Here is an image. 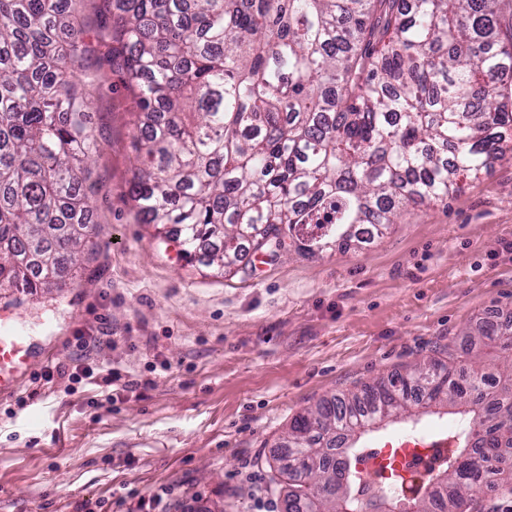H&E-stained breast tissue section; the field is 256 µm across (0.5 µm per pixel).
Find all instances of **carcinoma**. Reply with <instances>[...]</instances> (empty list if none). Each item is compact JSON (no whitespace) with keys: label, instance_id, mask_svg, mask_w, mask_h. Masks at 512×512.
Listing matches in <instances>:
<instances>
[{"label":"carcinoma","instance_id":"1","mask_svg":"<svg viewBox=\"0 0 512 512\" xmlns=\"http://www.w3.org/2000/svg\"><path fill=\"white\" fill-rule=\"evenodd\" d=\"M68 2L0 0L1 288H49L93 244L90 112L112 73L135 93L138 214L222 274L248 252L379 236L512 140L509 0H94L83 26ZM465 336L292 419L268 475L291 512H512V322ZM481 349L498 375L462 368ZM431 403L469 422L397 495L360 468L365 441L385 418L418 426Z\"/></svg>","mask_w":512,"mask_h":512}]
</instances>
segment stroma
Returning a JSON list of instances; mask_svg holds the SVG:
<instances>
[{
  "label": "stroma",
  "instance_id": "35a3bbf8",
  "mask_svg": "<svg viewBox=\"0 0 512 512\" xmlns=\"http://www.w3.org/2000/svg\"><path fill=\"white\" fill-rule=\"evenodd\" d=\"M110 83L94 116L97 251L62 287L0 288L33 352L0 394V512H143L158 494L164 512L191 497L198 512H279L265 460L296 415L512 318V151L369 243L225 276L141 223L133 94ZM102 360L141 388L41 379Z\"/></svg>",
  "mask_w": 512,
  "mask_h": 512
}]
</instances>
